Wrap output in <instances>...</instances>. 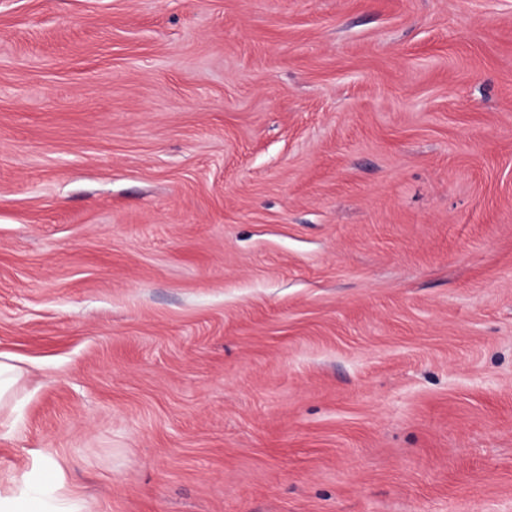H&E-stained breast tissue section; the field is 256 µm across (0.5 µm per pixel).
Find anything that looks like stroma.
<instances>
[{
    "instance_id": "35a3bbf8",
    "label": "stroma",
    "mask_w": 512,
    "mask_h": 512,
    "mask_svg": "<svg viewBox=\"0 0 512 512\" xmlns=\"http://www.w3.org/2000/svg\"><path fill=\"white\" fill-rule=\"evenodd\" d=\"M0 359L86 512H512V0H0Z\"/></svg>"
}]
</instances>
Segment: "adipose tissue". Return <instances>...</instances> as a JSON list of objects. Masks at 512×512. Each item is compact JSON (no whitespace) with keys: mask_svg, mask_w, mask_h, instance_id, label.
<instances>
[{"mask_svg":"<svg viewBox=\"0 0 512 512\" xmlns=\"http://www.w3.org/2000/svg\"><path fill=\"white\" fill-rule=\"evenodd\" d=\"M62 470L52 458H41L31 472L0 493V512H85L84 502L63 490Z\"/></svg>","mask_w":512,"mask_h":512,"instance_id":"1","label":"adipose tissue"}]
</instances>
